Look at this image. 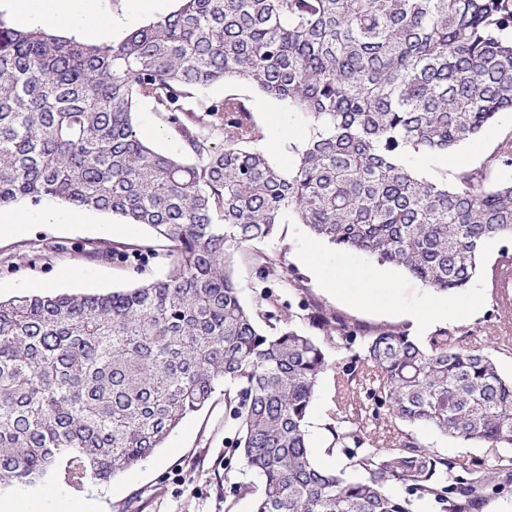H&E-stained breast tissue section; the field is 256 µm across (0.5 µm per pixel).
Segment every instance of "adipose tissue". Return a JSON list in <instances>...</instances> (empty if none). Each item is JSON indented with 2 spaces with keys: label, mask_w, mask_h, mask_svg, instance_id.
Masks as SVG:
<instances>
[{
  "label": "adipose tissue",
  "mask_w": 512,
  "mask_h": 512,
  "mask_svg": "<svg viewBox=\"0 0 512 512\" xmlns=\"http://www.w3.org/2000/svg\"><path fill=\"white\" fill-rule=\"evenodd\" d=\"M0 7L25 28L63 26L80 39L93 38L101 43L112 40V18L100 13L93 0H0Z\"/></svg>",
  "instance_id": "obj_1"
}]
</instances>
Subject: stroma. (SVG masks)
Instances as JSON below:
<instances>
[{"mask_svg": "<svg viewBox=\"0 0 512 512\" xmlns=\"http://www.w3.org/2000/svg\"><path fill=\"white\" fill-rule=\"evenodd\" d=\"M99 11L113 15L117 21L115 40L131 30L145 26L161 14L174 11L177 0H167L161 9H148L140 0H95ZM237 93L249 98L254 117L265 132L263 147L271 161L282 168L292 165L293 146L302 144L308 130L300 117L274 100L244 85L218 83L207 90L206 98L220 100L225 94ZM138 136L152 147L167 150L176 140L173 128L155 112L151 103H141L135 114ZM512 134V112L500 113L481 134L452 153L418 159V166L428 173L455 175L486 163L500 143ZM150 231L141 225L124 223L121 219H105L87 214L84 222L55 225L29 224L16 234L0 235V300L32 293H104L128 288L135 283L159 276L158 260L149 259L130 266L118 263L84 260L82 246L102 242L137 244L149 238ZM310 234L301 224L281 227L279 244L286 252L290 267L303 279L310 298L332 311L368 325L407 326V311L432 298L425 288L404 269L379 263L374 257L354 252H342L327 241L318 246L327 262L321 275H314L298 256L300 242ZM60 244L64 250L38 261H30L34 248ZM360 268L364 276L347 281V291L364 287L367 279L396 280L398 288L390 306L372 308L350 302L346 293L326 288L344 265ZM457 301L473 303L476 313L454 323L457 331L471 335L473 344L493 353L500 372L512 375V354L497 350V342L512 336V310H495L491 291L482 279L457 294ZM335 373L321 379L308 413L309 420L318 422L319 429L311 434L309 451L313 461L325 469L350 471L351 464L341 449L331 447L326 426L336 404ZM232 430L224 426V392L216 390L209 404L191 414L170 435L164 448L111 482L87 481L79 492L66 491L52 496L48 487L62 484L58 473H51L44 483L33 487L0 489V505L8 512H77L82 502H90L96 512H253L252 496L233 497L237 485L259 486L260 481L243 463L231 455Z\"/></svg>", "mask_w": 512, "mask_h": 512, "instance_id": "1", "label": "stroma"}]
</instances>
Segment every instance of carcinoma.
I'll return each instance as SVG.
<instances>
[{"instance_id":"obj_1","label":"carcinoma","mask_w":512,"mask_h":512,"mask_svg":"<svg viewBox=\"0 0 512 512\" xmlns=\"http://www.w3.org/2000/svg\"><path fill=\"white\" fill-rule=\"evenodd\" d=\"M219 81L302 115L291 168L263 150L246 99L200 96ZM141 102L180 152L137 135ZM509 110L512 0H179L112 45L0 20V208L110 212L152 238L84 258L163 267L118 291L0 301V486L55 469L76 492L108 482L222 386L232 448L260 478L253 512H480L511 498L512 377L446 329L418 339L314 303L275 246L292 221L437 293L490 280L512 263V181L483 166L450 182L414 159ZM491 239L506 245L487 266ZM242 251L260 270L250 304L234 276ZM277 288L298 311L281 313ZM334 369L330 447L355 478L308 451L310 405ZM415 428L503 452L449 458Z\"/></svg>"}]
</instances>
